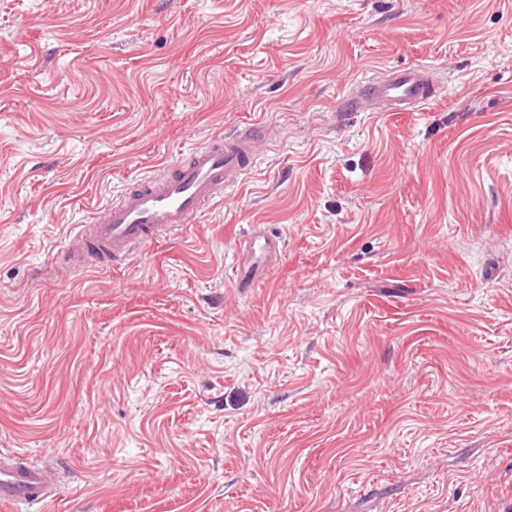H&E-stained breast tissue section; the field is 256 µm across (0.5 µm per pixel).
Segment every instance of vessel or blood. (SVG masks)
I'll return each instance as SVG.
<instances>
[{
    "label": "vessel or blood",
    "instance_id": "vessel-or-blood-1",
    "mask_svg": "<svg viewBox=\"0 0 512 512\" xmlns=\"http://www.w3.org/2000/svg\"><path fill=\"white\" fill-rule=\"evenodd\" d=\"M437 95L430 71L402 67L383 73L352 93V107L370 101L374 111L411 112ZM267 128L245 127L193 147L180 160L123 191L99 219L84 225L65 254L69 266L118 265L145 245L188 228L208 203L237 186L257 164V143ZM235 287L258 284L277 260L282 235L249 233L240 239ZM59 484L53 469L17 454H0V504L39 502Z\"/></svg>",
    "mask_w": 512,
    "mask_h": 512
}]
</instances>
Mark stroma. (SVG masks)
I'll list each match as a JSON object with an SVG mask.
<instances>
[{
  "instance_id": "stroma-1",
  "label": "stroma",
  "mask_w": 512,
  "mask_h": 512,
  "mask_svg": "<svg viewBox=\"0 0 512 512\" xmlns=\"http://www.w3.org/2000/svg\"><path fill=\"white\" fill-rule=\"evenodd\" d=\"M409 65L436 99L347 109ZM245 124L182 236L59 264ZM1 452L62 483L0 512H512V0H0ZM242 246L238 266L231 277L235 288H253L270 271L283 244V236L266 233H248L240 239Z\"/></svg>"
}]
</instances>
